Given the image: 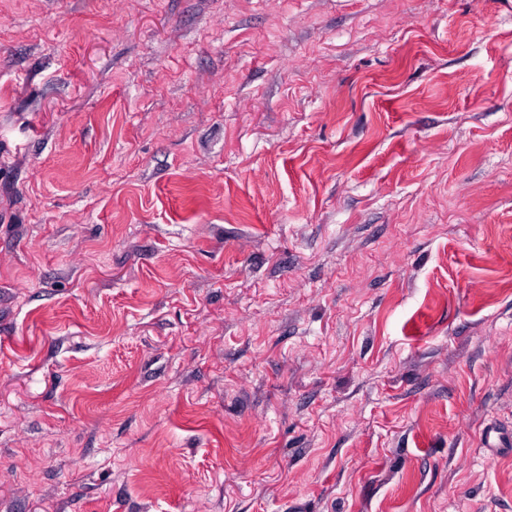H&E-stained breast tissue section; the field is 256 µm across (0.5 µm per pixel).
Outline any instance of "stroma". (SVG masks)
<instances>
[{
	"label": "stroma",
	"mask_w": 512,
	"mask_h": 512,
	"mask_svg": "<svg viewBox=\"0 0 512 512\" xmlns=\"http://www.w3.org/2000/svg\"><path fill=\"white\" fill-rule=\"evenodd\" d=\"M512 0H0V512H512Z\"/></svg>",
	"instance_id": "stroma-1"
}]
</instances>
